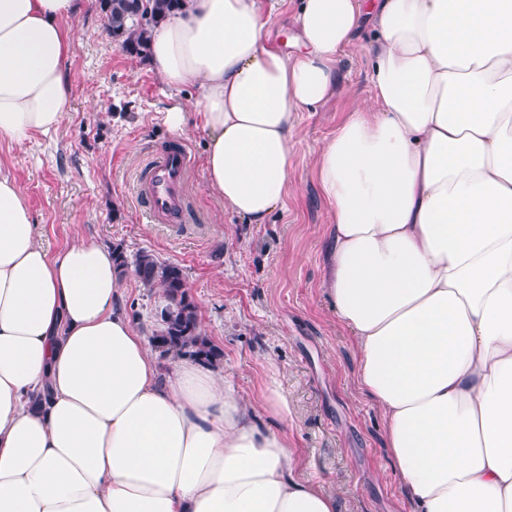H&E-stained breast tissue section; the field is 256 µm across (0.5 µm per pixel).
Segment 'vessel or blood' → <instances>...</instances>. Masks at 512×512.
Listing matches in <instances>:
<instances>
[{"instance_id":"obj_1","label":"vessel or blood","mask_w":512,"mask_h":512,"mask_svg":"<svg viewBox=\"0 0 512 512\" xmlns=\"http://www.w3.org/2000/svg\"><path fill=\"white\" fill-rule=\"evenodd\" d=\"M191 154L181 142L154 154L138 175V196L155 224L181 220L187 196Z\"/></svg>"}]
</instances>
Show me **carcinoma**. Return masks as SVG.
<instances>
[{
  "mask_svg": "<svg viewBox=\"0 0 512 512\" xmlns=\"http://www.w3.org/2000/svg\"><path fill=\"white\" fill-rule=\"evenodd\" d=\"M183 0H99L105 28L123 52L143 58L155 26L181 9ZM119 274L128 267L147 288L162 289L167 304L161 309L159 329L151 336L152 348L163 357L189 358L213 366L222 352L204 336L199 328L197 306L189 294L181 267L158 262L142 252L129 261L124 247H112Z\"/></svg>",
  "mask_w": 512,
  "mask_h": 512,
  "instance_id": "carcinoma-1",
  "label": "carcinoma"
}]
</instances>
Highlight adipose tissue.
Here are the masks:
<instances>
[{
    "label": "adipose tissue",
    "mask_w": 512,
    "mask_h": 512,
    "mask_svg": "<svg viewBox=\"0 0 512 512\" xmlns=\"http://www.w3.org/2000/svg\"><path fill=\"white\" fill-rule=\"evenodd\" d=\"M87 0H0V141L62 124L66 21ZM257 0H185L148 61L182 132L201 119L208 189L250 224L288 191L303 109L364 21L373 94L314 158L332 215L323 288L353 334L415 512H512V0H298L300 50ZM111 250L50 254L0 171V512H337L298 480L275 377L264 428L221 374L154 354L117 307Z\"/></svg>",
    "instance_id": "adipose-tissue-1"
}]
</instances>
